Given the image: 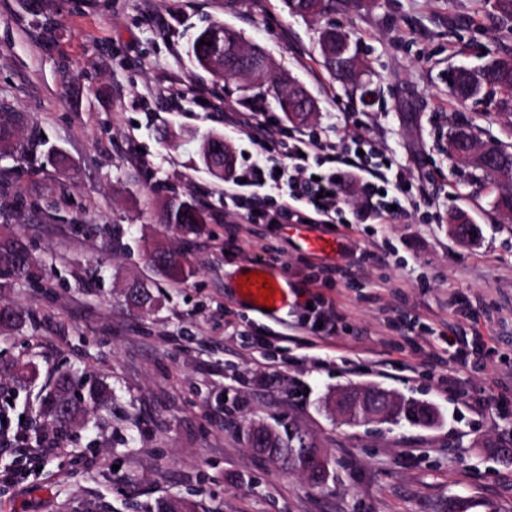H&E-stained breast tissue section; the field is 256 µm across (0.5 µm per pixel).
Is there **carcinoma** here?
Returning a JSON list of instances; mask_svg holds the SVG:
<instances>
[{
	"label": "carcinoma",
	"instance_id": "carcinoma-1",
	"mask_svg": "<svg viewBox=\"0 0 512 512\" xmlns=\"http://www.w3.org/2000/svg\"><path fill=\"white\" fill-rule=\"evenodd\" d=\"M334 0H283L284 7L294 15L316 16L324 13ZM336 28L328 27L322 30L318 38L319 52L323 65L330 75L343 82L353 83L359 75L361 61L355 49L349 52V75L339 73L336 67L334 46ZM205 40L200 46L198 41ZM225 47L226 80H241L239 70L232 66L230 58L238 55L239 50L255 51L247 47L241 35L222 23H213L199 31L189 46V54L198 67L212 73L215 71L214 60L217 45ZM452 95L461 102L479 103L487 98L498 99L501 106L512 107V55L490 60L480 67L466 68L458 71L450 84ZM269 90L276 108L290 122H304L308 115L296 112L293 104V89L288 87V81L271 82ZM466 133L475 140H480L476 127L467 120L454 123L448 131V150L463 148L459 135ZM499 153L500 170L482 166L479 158L473 157L468 161L472 178L486 181L498 189L495 207L508 204L512 187L500 182V179L512 172V150L494 143L484 142ZM7 165L0 168L4 176L0 177V195H9L13 191V183L9 174L17 168L36 171L50 165L58 171L67 169V157L41 136V130L36 125L27 128L25 135H20L18 119L13 110L6 107L0 111V162ZM199 162L217 178L226 176L229 168L227 158L222 154L209 155L206 148L199 151ZM211 211L198 204L194 199L173 193L162 201L161 223L183 235L196 233L200 225L212 220ZM149 264L161 276L175 283L188 279L193 274L190 266L186 265L179 256L169 250L154 249L147 256ZM37 261L29 250L19 241L0 237V288H9L15 280L30 279ZM128 297L132 305L143 313L152 311L155 298L151 289L144 283L134 284L129 288ZM32 321V316L20 309H10L4 317H0V327L6 330H20L26 323ZM34 372L17 362H0V392H14L30 382ZM112 400L111 389L101 381L83 378L68 372L56 374L53 387L42 400L35 411L36 418L48 421L59 431L70 429L78 420L87 418L92 413L107 409ZM434 408L422 401L400 397V402L394 416V423L405 420L410 423L422 424L435 420ZM271 447L275 448V459L284 465L295 466L302 458L317 451V448L301 442L293 445L291 439H283L280 435L272 437ZM188 509L196 512V505L185 499H172L168 502L159 501L153 506H145L142 512H179Z\"/></svg>",
	"mask_w": 512,
	"mask_h": 512
}]
</instances>
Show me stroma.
<instances>
[{
    "instance_id": "1",
    "label": "stroma",
    "mask_w": 512,
    "mask_h": 512,
    "mask_svg": "<svg viewBox=\"0 0 512 512\" xmlns=\"http://www.w3.org/2000/svg\"><path fill=\"white\" fill-rule=\"evenodd\" d=\"M261 46L274 76L294 78L317 103L309 120L344 135L345 119L406 167L410 217L371 235L316 230L304 245L290 226L270 230L224 217V182L199 167L203 136L220 135L243 168L256 146L224 122L225 109L265 98L215 86L187 55L213 22ZM346 31L365 66L345 86L322 65L318 36ZM512 52V18L483 0H336L314 18L282 0H0V102L26 113L70 159L66 174L14 177L38 208L10 226L36 257L38 283L0 290V306L34 323L0 331V354L36 367L30 389L0 401V512H129L128 502L188 497L198 512H448L453 498L512 512V415L479 408L478 388L512 398V220L494 188L448 159L439 134L474 120L482 140L512 145V114L494 103L456 102L451 73ZM214 206L210 223L182 237L160 222L171 192ZM465 211L473 234L451 232ZM236 247L224 248L227 224ZM179 250L194 268L174 284L157 276L146 244ZM296 285V303L264 315L237 292L255 252ZM377 259L359 264L361 251ZM347 278L321 288L342 319L327 338L303 328L309 294L299 284L324 266ZM153 284L151 313L125 300ZM478 317L479 368H432L440 333ZM59 370L106 381L108 411L56 447L27 446L30 420ZM351 384H377L429 403L427 426L346 424L333 409ZM262 422L321 448L324 485L268 461L245 430Z\"/></svg>"
}]
</instances>
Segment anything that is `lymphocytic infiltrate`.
<instances>
[{
  "instance_id": "1",
  "label": "lymphocytic infiltrate",
  "mask_w": 512,
  "mask_h": 512,
  "mask_svg": "<svg viewBox=\"0 0 512 512\" xmlns=\"http://www.w3.org/2000/svg\"><path fill=\"white\" fill-rule=\"evenodd\" d=\"M225 121L247 131L258 146L256 158L242 174L233 175L224 188V212L255 213L263 223L342 224L368 229L407 216L413 205L404 167L389 160L373 141L359 133H345L332 141L324 131H292L280 135L274 116L262 101L225 113ZM268 189L274 207L258 206L241 193V184ZM353 188L359 205H350L343 190Z\"/></svg>"
}]
</instances>
